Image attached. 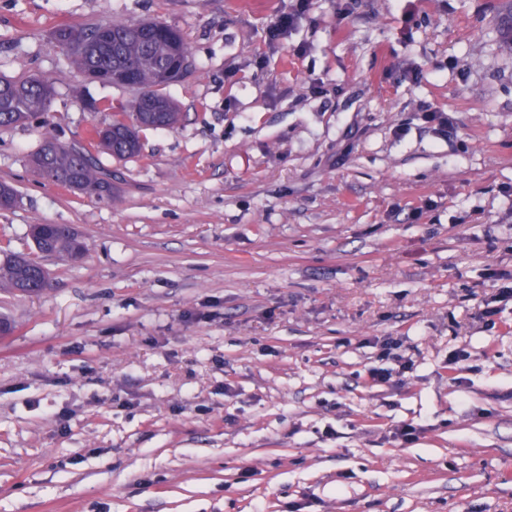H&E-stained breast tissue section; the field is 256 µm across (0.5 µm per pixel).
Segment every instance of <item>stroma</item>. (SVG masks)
<instances>
[{
  "label": "stroma",
  "mask_w": 512,
  "mask_h": 512,
  "mask_svg": "<svg viewBox=\"0 0 512 512\" xmlns=\"http://www.w3.org/2000/svg\"><path fill=\"white\" fill-rule=\"evenodd\" d=\"M504 2L311 0L275 37L298 0H0V76L53 87L0 128V250L50 273L0 289V512H512ZM114 20L172 27L195 68L177 125L100 155V201L26 157L132 115L52 38ZM300 1L295 10L282 13L275 18L271 26V32L274 36L286 35L299 24L309 8V0ZM52 228L53 233L49 244L50 255L76 260L77 255L85 252L83 241L77 240L70 234H59L55 227Z\"/></svg>",
  "instance_id": "35a3bbf8"
}]
</instances>
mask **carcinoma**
<instances>
[{"instance_id":"1","label":"carcinoma","mask_w":512,"mask_h":512,"mask_svg":"<svg viewBox=\"0 0 512 512\" xmlns=\"http://www.w3.org/2000/svg\"><path fill=\"white\" fill-rule=\"evenodd\" d=\"M128 24L111 22L90 28L65 27L61 32L60 44L72 55L80 70L89 68L119 75L133 71L139 80L140 90L147 92L162 110L177 108L170 97L157 92L181 81L180 75L169 71L171 64L172 39L183 37L159 24V29L149 41L138 40L128 34ZM0 127L16 124L15 115L27 112L36 117L44 111L43 92L51 88L47 79L16 81L0 77ZM110 126L113 135L98 139L99 146L119 157H132L140 153L141 143L136 125L128 124L122 118L113 117ZM31 170L39 177L44 173L56 177L62 184L70 183L75 189L98 199L112 198V170L100 164L84 146L44 143L39 150L28 156ZM51 254L70 260L85 252L84 243L72 235L53 231L49 244ZM41 265L18 254L7 253L0 259V288H7L21 296L43 291L39 278Z\"/></svg>"}]
</instances>
